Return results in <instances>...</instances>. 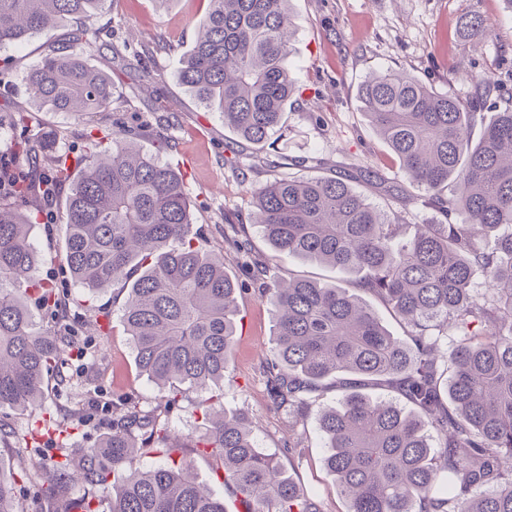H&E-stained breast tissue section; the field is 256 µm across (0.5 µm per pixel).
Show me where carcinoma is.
Masks as SVG:
<instances>
[{"mask_svg": "<svg viewBox=\"0 0 512 512\" xmlns=\"http://www.w3.org/2000/svg\"><path fill=\"white\" fill-rule=\"evenodd\" d=\"M106 0H0V45L46 37L26 76L34 101L52 112H109L112 79L82 53L52 39L76 21L72 43H95L93 19ZM290 0H208L178 79L224 126L263 147L285 122L295 82L286 65L293 29ZM362 108L407 179L460 224H400L340 177L276 178L254 193V223L284 256L362 274L363 288L407 328L394 336L375 311L344 288L306 278L262 289L275 318L276 358L266 367L273 406L297 417L327 378L348 376L337 406L317 419L324 463L349 512H512V109L497 113L478 140L470 101L438 93L401 71L365 80ZM29 115L0 104V128L16 132L17 165L0 162V411H44L45 380L74 382V341L33 330L29 293L38 255L30 241L40 204L62 207L63 260L83 288L127 285L123 321L139 371L169 388L163 406L143 410L130 397L112 411V432L95 447L61 448L45 473L44 494L60 512H94L74 488H102L110 512H226L179 448L208 457L235 485L249 512H321L255 441L241 414H205L184 439L165 413L181 385H224L237 333L236 284L223 258L189 237L192 200L182 176L143 152V128L115 122L112 146L97 150L89 127L78 151L58 135L37 139ZM495 236L492 250L481 240ZM485 277L475 292L476 274ZM454 334L453 346L444 338ZM384 387L414 410L362 393ZM431 424L441 439L432 448ZM44 426L61 440L79 419ZM166 461L128 467L139 451ZM15 481L0 475V512H19Z\"/></svg>", "mask_w": 512, "mask_h": 512, "instance_id": "carcinoma-1", "label": "carcinoma"}]
</instances>
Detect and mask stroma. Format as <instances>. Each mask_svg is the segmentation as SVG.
Segmentation results:
<instances>
[{
  "instance_id": "35a3bbf8",
  "label": "stroma",
  "mask_w": 512,
  "mask_h": 512,
  "mask_svg": "<svg viewBox=\"0 0 512 512\" xmlns=\"http://www.w3.org/2000/svg\"><path fill=\"white\" fill-rule=\"evenodd\" d=\"M207 8L208 0H169L162 8L155 0H107L95 21L99 38L84 47V55L97 64L116 49L142 57L141 66L113 70L111 111L84 121L34 108L25 76L42 55L40 36L0 48V61L8 60L12 70L9 82L0 84V102L30 110L33 129L58 132L65 148L74 150L82 148L87 124L150 122L138 144L181 171L195 202L190 237L203 249L221 252L226 271L243 284L237 297L236 344L224 371L225 410L256 422L260 446L317 501L321 512H347L346 500L323 465L315 428L316 415L336 406L342 391L334 380L325 381L300 421L273 407L264 369L274 358L275 323L259 290L264 280L277 277L312 278L353 294L360 288L353 276L275 254L250 221L253 194L288 175L339 176L400 217L402 237L411 236L415 225L444 223L442 213L425 203L423 190L400 172L361 111L357 88L369 74L397 70L437 92L467 100L475 94L474 79H489L497 90L479 102L473 132L481 134L496 112L512 103V13L503 0H291L296 39L287 65L296 91L281 135L260 149L225 129L222 114L197 104L176 79L181 55L195 39L194 20ZM473 17L481 20V28L464 31L463 23ZM146 69L153 75L147 82L142 79ZM160 128L168 131L163 147L155 140ZM65 235L56 209L33 227L40 256L36 277L64 295L63 314L74 322L77 342L87 351L78 369L92 382L75 385L67 399L46 386L45 403L59 421L80 402L97 406L96 416L70 440L71 447L89 448L110 433V404L118 396L134 397L150 410L163 393L136 367L122 320L125 289L116 285L92 293L74 283L61 259ZM241 239L248 241L249 254L237 251L235 243ZM8 422L10 434L0 436V469L13 476L32 417L13 411ZM174 457L190 461L199 482L229 512H239V494L215 476L210 459L187 448Z\"/></svg>"
}]
</instances>
